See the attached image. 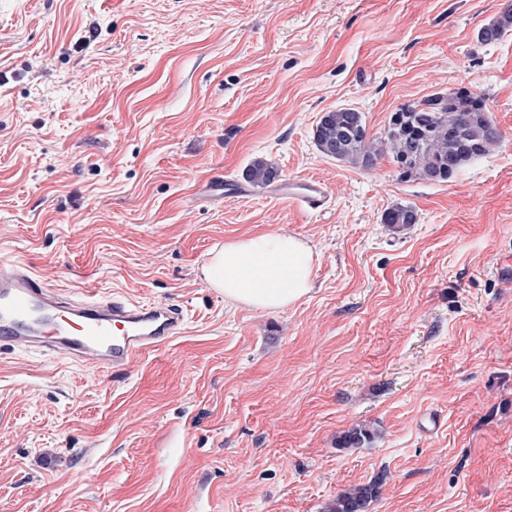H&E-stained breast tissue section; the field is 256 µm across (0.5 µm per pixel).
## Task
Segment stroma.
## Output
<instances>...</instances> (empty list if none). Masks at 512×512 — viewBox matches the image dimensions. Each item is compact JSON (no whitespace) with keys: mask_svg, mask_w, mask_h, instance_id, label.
<instances>
[{"mask_svg":"<svg viewBox=\"0 0 512 512\" xmlns=\"http://www.w3.org/2000/svg\"><path fill=\"white\" fill-rule=\"evenodd\" d=\"M506 2L0 0V257L187 318L115 374L0 347V512H327L367 484V512H512V35L477 40ZM463 86L500 142L447 182L314 141ZM257 158L275 184L246 186ZM308 178L323 211L277 194ZM265 232L310 243L313 290L225 303L199 267ZM418 221V214L413 206L394 204L387 208L381 217L382 224H387L393 229L406 227L408 224H415Z\"/></svg>","mask_w":512,"mask_h":512,"instance_id":"1","label":"stroma"}]
</instances>
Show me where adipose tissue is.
<instances>
[{"instance_id": "obj_1", "label": "adipose tissue", "mask_w": 512, "mask_h": 512, "mask_svg": "<svg viewBox=\"0 0 512 512\" xmlns=\"http://www.w3.org/2000/svg\"><path fill=\"white\" fill-rule=\"evenodd\" d=\"M315 252L305 241L276 233L224 243L205 265L206 277L236 307L283 310L313 288Z\"/></svg>"}]
</instances>
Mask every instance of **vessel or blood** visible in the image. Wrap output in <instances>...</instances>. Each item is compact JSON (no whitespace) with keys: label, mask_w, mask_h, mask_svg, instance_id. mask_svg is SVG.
Segmentation results:
<instances>
[{"label":"vessel or blood","mask_w":512,"mask_h":512,"mask_svg":"<svg viewBox=\"0 0 512 512\" xmlns=\"http://www.w3.org/2000/svg\"><path fill=\"white\" fill-rule=\"evenodd\" d=\"M282 195L311 210L328 201L317 180L288 181ZM184 327L183 308L169 301L75 293L50 284L29 262L0 260V345L11 350L118 372Z\"/></svg>","instance_id":"b4317fda"}]
</instances>
